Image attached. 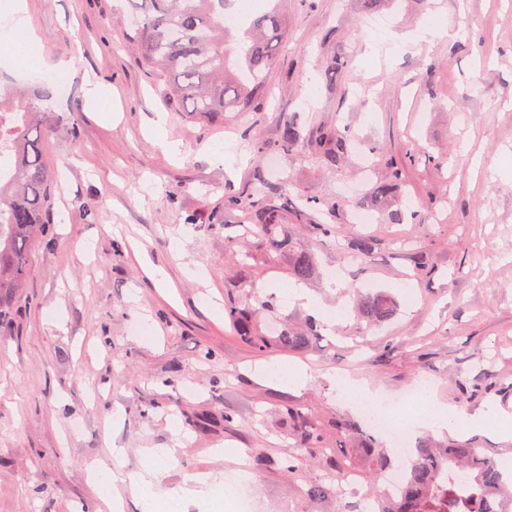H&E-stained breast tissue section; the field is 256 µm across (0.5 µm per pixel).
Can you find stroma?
Returning <instances> with one entry per match:
<instances>
[{"label": "stroma", "mask_w": 512, "mask_h": 512, "mask_svg": "<svg viewBox=\"0 0 512 512\" xmlns=\"http://www.w3.org/2000/svg\"><path fill=\"white\" fill-rule=\"evenodd\" d=\"M27 2L34 53L76 56L78 76L50 101V225L29 247L26 284L0 332V512H109L98 465L124 478L119 512H141V476L164 501L191 478L238 466L256 486V512H353L345 494L311 499L310 484L334 482L346 463L375 490L384 469L361 448L395 455L339 392L343 375L380 398L424 382L460 416L491 405L512 414V0H380L373 9L365 0H266L285 26L270 95L237 119L168 100L158 71L125 40L127 0ZM435 16L444 35L416 40ZM86 75L103 85L109 111L87 104ZM291 122L303 139L270 168L255 148ZM322 129L354 139L338 171L318 155ZM222 148L233 161L216 160ZM407 157L406 187L374 201L387 160ZM260 187L288 189L321 211L340 206L334 238L286 228L316 258L306 283L316 308L284 295L287 262L270 263L264 238H248L244 266L225 248L246 220L225 193L249 198ZM408 197L423 223H390ZM360 210L370 223H353ZM360 233L378 239L362 265L344 251ZM411 251L428 255L434 277L413 278ZM151 265L166 285L148 276ZM331 266L342 286L326 276ZM234 290L254 307L273 300L258 317L264 329L302 328L325 313L317 347L255 352L224 317ZM376 293L392 297L397 314L371 328L360 302ZM265 366L304 367L307 381L283 387L261 376ZM286 404L325 422L323 451H304L286 429ZM337 418L351 431L331 428ZM414 442L512 462V440L471 427L425 428ZM228 448L239 461L225 459ZM154 451L159 461L145 472Z\"/></svg>", "instance_id": "1"}]
</instances>
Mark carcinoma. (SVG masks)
I'll return each instance as SVG.
<instances>
[{
	"label": "carcinoma",
	"instance_id": "carcinoma-1",
	"mask_svg": "<svg viewBox=\"0 0 512 512\" xmlns=\"http://www.w3.org/2000/svg\"><path fill=\"white\" fill-rule=\"evenodd\" d=\"M133 22L128 40L142 59L157 66L167 78L169 98L186 105L189 112L205 115L224 112H252L266 93L268 71L274 65L281 41L282 21L273 9L252 19L241 37H236L224 20L232 0H128ZM50 98L43 87L21 94L0 87V143L10 149L12 177L0 181V328L10 324L13 301L23 287L30 243L42 235L49 223L51 178L44 165L41 139L49 128L48 111L42 103ZM302 140L298 126H284L281 139L258 146L261 153L289 151ZM347 132L324 131L318 146L327 166L340 164L348 151ZM406 171L395 164L387 179L376 183L379 198L394 195L403 184ZM307 204H296L288 192L279 199L262 196L247 206L252 224L244 232L263 237L279 261L288 250V274L298 282L315 273V261L306 249L287 248L284 221L293 215L307 221L313 234L330 238L338 231L336 211H325L326 219L309 223ZM376 240L361 235L348 240L347 250L365 259L374 251ZM362 317L374 324L390 321L396 305L379 294L363 300ZM256 309L230 300L224 304V318L234 324L237 334L258 353L285 351L303 353L318 339L317 329L282 326L266 334L255 324ZM283 418L300 438L303 448H319L323 425L301 407L284 406ZM512 485L504 482L499 461L485 455L474 462L469 448H437L421 445L407 466L401 496L379 497L376 512H508Z\"/></svg>",
	"mask_w": 512,
	"mask_h": 512
}]
</instances>
